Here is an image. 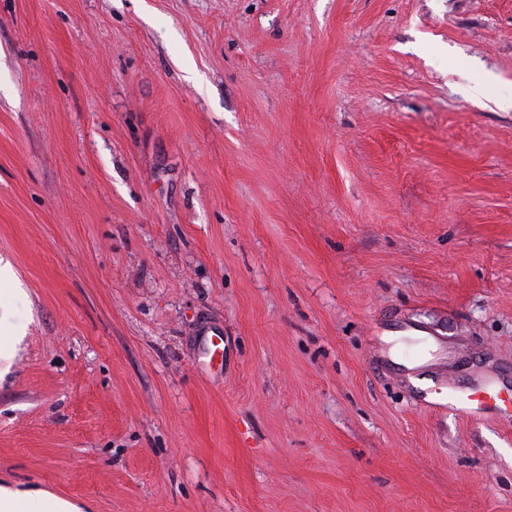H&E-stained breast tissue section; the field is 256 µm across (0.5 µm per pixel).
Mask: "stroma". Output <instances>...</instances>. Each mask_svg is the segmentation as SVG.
Returning <instances> with one entry per match:
<instances>
[{
	"label": "stroma",
	"instance_id": "obj_1",
	"mask_svg": "<svg viewBox=\"0 0 512 512\" xmlns=\"http://www.w3.org/2000/svg\"><path fill=\"white\" fill-rule=\"evenodd\" d=\"M509 100L512 0H0V485L512 512ZM497 392L488 382L476 388L461 389L448 385V408L461 411L468 418L492 412L496 406Z\"/></svg>",
	"mask_w": 512,
	"mask_h": 512
}]
</instances>
